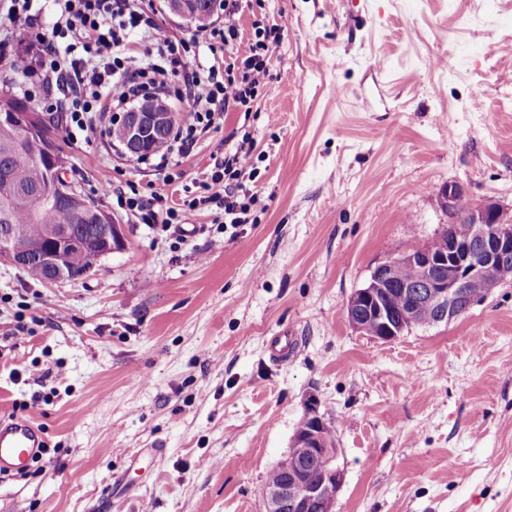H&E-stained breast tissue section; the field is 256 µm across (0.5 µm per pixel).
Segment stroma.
Here are the masks:
<instances>
[{
    "mask_svg": "<svg viewBox=\"0 0 512 512\" xmlns=\"http://www.w3.org/2000/svg\"><path fill=\"white\" fill-rule=\"evenodd\" d=\"M258 19L287 27L253 112H225L172 181L111 138L58 136L127 246L76 284L0 264V415L55 451L0 485V512H262L311 394L337 512H512V281L390 342L343 314L442 232L440 186L512 208V0H242L243 38ZM245 136L254 223L200 206L165 231L129 210L134 190L198 197Z\"/></svg>",
    "mask_w": 512,
    "mask_h": 512,
    "instance_id": "obj_1",
    "label": "stroma"
}]
</instances>
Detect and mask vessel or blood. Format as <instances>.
I'll use <instances>...</instances> for the list:
<instances>
[{"instance_id": "obj_1", "label": "vessel or blood", "mask_w": 512, "mask_h": 512, "mask_svg": "<svg viewBox=\"0 0 512 512\" xmlns=\"http://www.w3.org/2000/svg\"><path fill=\"white\" fill-rule=\"evenodd\" d=\"M44 446V433L33 421L0 416V483L28 473Z\"/></svg>"}]
</instances>
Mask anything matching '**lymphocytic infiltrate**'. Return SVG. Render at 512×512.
<instances>
[{
    "instance_id": "f902f5d3",
    "label": "lymphocytic infiltrate",
    "mask_w": 512,
    "mask_h": 512,
    "mask_svg": "<svg viewBox=\"0 0 512 512\" xmlns=\"http://www.w3.org/2000/svg\"><path fill=\"white\" fill-rule=\"evenodd\" d=\"M239 7L240 0H224L223 26L201 28L211 54L231 51L223 64H200L191 41L160 35L142 0H8L0 8V35L25 45L24 95L42 112L63 114L66 138L104 136L118 113L151 95L185 102L183 119L152 155L154 167L165 173L171 158L187 154L226 108L251 111L266 83L284 27L257 21L253 37L240 39ZM45 12L53 18L48 30L39 24ZM138 37L148 43L145 52L133 48ZM252 165L253 148L243 143L215 159L203 196L189 201V208L221 209L234 228L248 223L255 195L238 176Z\"/></svg>"
}]
</instances>
